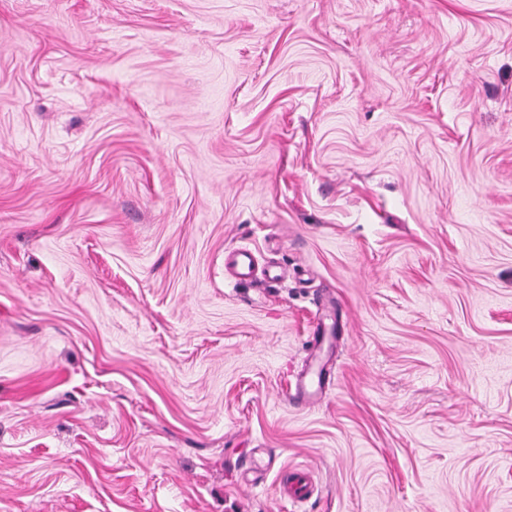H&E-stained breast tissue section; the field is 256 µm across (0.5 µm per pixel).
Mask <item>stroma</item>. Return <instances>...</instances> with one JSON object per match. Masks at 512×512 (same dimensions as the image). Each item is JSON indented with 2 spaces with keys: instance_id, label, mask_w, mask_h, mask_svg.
I'll return each instance as SVG.
<instances>
[{
  "instance_id": "obj_1",
  "label": "stroma",
  "mask_w": 512,
  "mask_h": 512,
  "mask_svg": "<svg viewBox=\"0 0 512 512\" xmlns=\"http://www.w3.org/2000/svg\"><path fill=\"white\" fill-rule=\"evenodd\" d=\"M0 512H512V0H0ZM224 266L232 268L237 277L250 278L254 273V254L247 247L232 249L224 258Z\"/></svg>"
}]
</instances>
